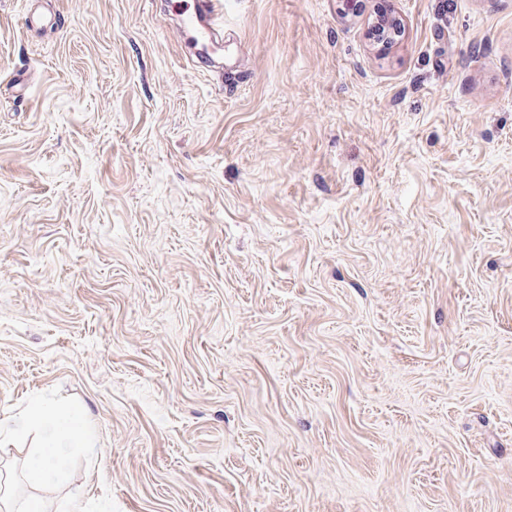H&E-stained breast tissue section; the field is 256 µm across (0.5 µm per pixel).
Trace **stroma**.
I'll list each match as a JSON object with an SVG mask.
<instances>
[{
  "mask_svg": "<svg viewBox=\"0 0 512 512\" xmlns=\"http://www.w3.org/2000/svg\"><path fill=\"white\" fill-rule=\"evenodd\" d=\"M222 3L0 0V421L90 442L13 506L512 512V0ZM168 4L191 33L199 51L207 53L223 37L219 0H170Z\"/></svg>",
  "mask_w": 512,
  "mask_h": 512,
  "instance_id": "35a3bbf8",
  "label": "stroma"
}]
</instances>
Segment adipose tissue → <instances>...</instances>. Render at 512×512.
Returning <instances> with one entry per match:
<instances>
[{"label":"adipose tissue","instance_id":"ef3b65f1","mask_svg":"<svg viewBox=\"0 0 512 512\" xmlns=\"http://www.w3.org/2000/svg\"><path fill=\"white\" fill-rule=\"evenodd\" d=\"M33 429L38 431L42 444L34 451L31 478L49 483L61 475L70 452L69 442L80 434L82 425L76 413L44 406L0 426V436L19 437Z\"/></svg>","mask_w":512,"mask_h":512}]
</instances>
